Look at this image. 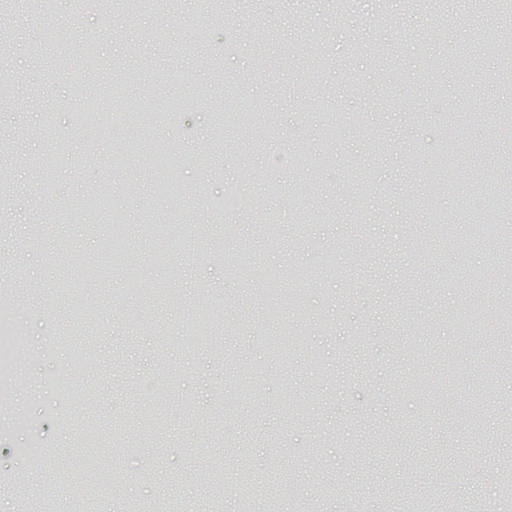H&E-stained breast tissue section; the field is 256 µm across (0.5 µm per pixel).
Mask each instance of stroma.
<instances>
[{
  "label": "stroma",
  "instance_id": "stroma-1",
  "mask_svg": "<svg viewBox=\"0 0 512 512\" xmlns=\"http://www.w3.org/2000/svg\"><path fill=\"white\" fill-rule=\"evenodd\" d=\"M162 0L150 13L113 0L42 20L14 14L0 63V278L36 290L22 331L21 425L0 418V512L53 484L96 512H151L160 484L197 512H407L443 483L455 512L507 505L512 364L452 360L454 346L512 349V269L488 224L512 214L471 186L512 180V128L487 121L512 99L500 64L471 38L492 32L446 0ZM68 27L69 44L54 41ZM151 100L149 124L78 131V102L116 86ZM234 91L253 120L212 114ZM278 116L268 129L264 115ZM483 167L455 159L454 188L431 159L449 113ZM133 147L113 169L116 143ZM117 199L131 234L114 265L90 189ZM461 237L434 234L436 211ZM242 249L256 270L232 274ZM279 287L304 301L261 314ZM496 295L475 300L473 273ZM68 378L72 393L42 390ZM486 400L478 429L444 428L445 405ZM77 413L61 429L59 419ZM45 448L38 461L19 456Z\"/></svg>",
  "mask_w": 512,
  "mask_h": 512
}]
</instances>
